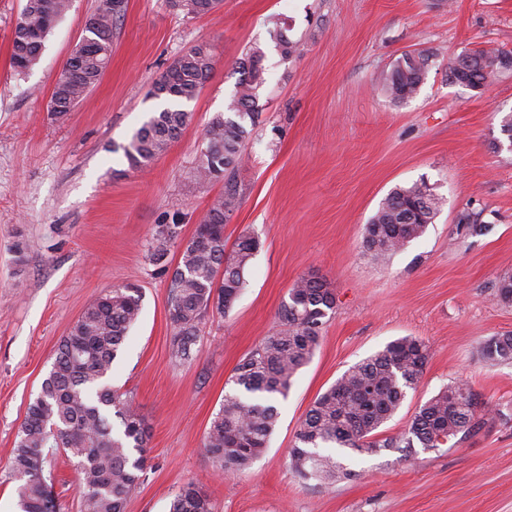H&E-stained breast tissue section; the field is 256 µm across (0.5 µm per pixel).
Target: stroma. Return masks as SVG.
<instances>
[{
  "label": "stroma",
  "instance_id": "obj_1",
  "mask_svg": "<svg viewBox=\"0 0 512 512\" xmlns=\"http://www.w3.org/2000/svg\"><path fill=\"white\" fill-rule=\"evenodd\" d=\"M24 0H0V512H16L11 454L55 349L106 291L135 285L139 319L106 381L130 396L150 428L148 460L126 512H168L196 483L212 512H512V362L487 361L489 341L512 334V304L496 297L512 272V151L500 124L512 113V70L473 90L451 83L462 51L512 52V0H224L187 16L165 0H127L112 60L80 104L60 117L49 101L66 60L86 37L100 0H71L27 73L10 66ZM285 24L305 45L285 59L270 32ZM213 48L214 69L184 103L191 121L149 168L130 169L119 145L158 111L153 83L192 45ZM266 52L264 110L237 172L240 200L227 243L258 239L247 286L226 313L208 309L193 357L171 356L172 269L220 180L196 174L207 122L224 111L252 46ZM433 63L417 95L393 103L376 81L403 52ZM426 181L442 199L434 224L379 264L364 227L388 192ZM490 230L456 233L462 211ZM178 236L166 269L150 260L157 225ZM324 278L336 312L311 362L278 398L267 450L249 470L222 474L203 443L237 364L275 333L288 291ZM424 340L430 357L417 388L383 428L404 430L418 407L465 381L490 412L454 447L408 455L337 451L350 475L304 480L287 453L317 396L388 342ZM45 472L60 512H82L72 458L56 451Z\"/></svg>",
  "mask_w": 512,
  "mask_h": 512
}]
</instances>
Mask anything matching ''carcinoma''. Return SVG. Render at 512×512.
Listing matches in <instances>:
<instances>
[{
	"instance_id": "cac0c4a2",
	"label": "carcinoma",
	"mask_w": 512,
	"mask_h": 512,
	"mask_svg": "<svg viewBox=\"0 0 512 512\" xmlns=\"http://www.w3.org/2000/svg\"><path fill=\"white\" fill-rule=\"evenodd\" d=\"M185 15L221 8L223 0H167ZM69 9V0H25L12 35L11 63L25 73L35 66L48 35ZM125 14L121 0H101L87 20L90 37L76 46L64 65L51 96V111L64 115L100 81L112 56V29ZM284 58L298 56L302 44L285 32L274 34ZM504 52L479 48L460 53L448 63V80L472 89L491 84L503 71ZM265 52L256 45L240 63V78L226 109L208 123L197 172L223 179L224 192L185 244L170 282L169 316L176 330L171 355L191 356L204 313L210 305L228 311L245 288L258 241L244 235L226 252L224 219L239 203L236 172L243 163L245 142L262 111L259 90L266 82ZM432 55L406 52L379 74L384 92L395 103L413 98L423 84ZM214 67L207 43L193 46L155 82L153 97L193 100ZM190 121V113L164 108L149 118L123 147L128 164L147 168L164 154ZM442 200L426 183L397 187L365 226L364 248L378 263L386 262L434 223ZM458 227L467 235H484L489 226L479 214L460 215ZM176 232L158 226L151 261L165 265ZM142 293L125 286L110 290L90 304L57 345L53 366L29 405L12 451L17 481L18 512H58L50 478L45 475L48 448H60L77 459V488L83 512H125L127 500L140 485L147 462L149 432L144 418L127 396L103 382L141 311ZM336 308V295L326 281L297 280L280 312L281 329L264 338L237 365L234 385L207 434L206 453L225 472L238 473L267 448L278 411L275 401L286 397L293 377L312 359L325 318ZM492 361H512V334L493 338L483 350ZM429 360L427 344L413 337L388 343L374 355L352 365L321 395L302 420L292 448L291 469L305 479L332 483L342 470L321 448L378 452L399 448L436 449L460 442L483 423V405L464 384L452 383L428 399L407 428L379 439V429L392 418L415 388ZM169 512H212L209 497L193 482L174 496Z\"/></svg>"
}]
</instances>
